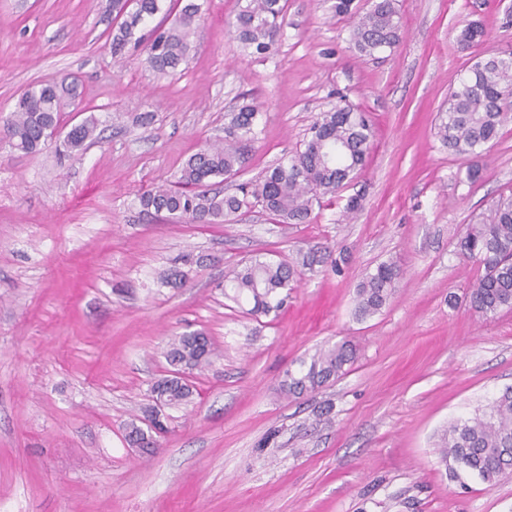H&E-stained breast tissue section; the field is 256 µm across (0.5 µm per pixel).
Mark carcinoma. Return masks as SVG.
Returning <instances> with one entry per match:
<instances>
[{
    "mask_svg": "<svg viewBox=\"0 0 512 512\" xmlns=\"http://www.w3.org/2000/svg\"><path fill=\"white\" fill-rule=\"evenodd\" d=\"M354 0H333L331 10L353 18L350 42L356 53L373 58L401 40V22L396 0H372L370 8L358 14ZM135 10L127 12L129 6ZM160 0H110L108 11L128 19L111 30L114 63L125 57L127 46L144 45L149 66L158 74L174 72L185 62L200 5H184L170 27L156 25L149 34H137L138 27L160 12ZM282 0H245L232 29L243 51L263 55L277 44L283 28ZM77 82L41 83L25 91L7 122V136L16 149L32 154L53 138L60 126L66 101L77 95ZM512 99V50L500 51L474 63L448 95L447 108L439 113L437 137L448 150L478 154L497 142L507 119L505 102ZM258 109L243 105L228 113L224 140L206 145L184 163L174 182L152 187L138 197L142 209L165 220L213 224L257 206L278 221L304 224L313 205L321 198L336 196L364 168L373 128L366 115L348 105L322 112L310 127L304 148L268 170L258 179L239 185L234 193L205 189L213 177L238 174L256 140ZM97 121L84 118L67 132L64 143L80 151L97 139ZM459 255L479 263L484 274L470 294L471 307L485 318L512 310V195L493 202L488 213L467 225L458 242ZM402 268L393 259L383 261L356 288L355 315L363 320L387 305ZM297 269L287 260L255 257L229 269L224 287L233 289L232 298L253 302L252 314L279 311L294 287ZM211 343L199 333L179 337L166 352L173 368L198 370L210 362ZM356 359V348L345 341L313 355L294 374L286 372L280 390L300 396L314 391L346 373ZM151 392L165 405L188 401L193 395L189 380L173 373L155 381ZM441 461L449 477L470 473L493 482L512 472V387L506 388L489 410L448 426L440 440Z\"/></svg>",
    "mask_w": 512,
    "mask_h": 512,
    "instance_id": "1",
    "label": "carcinoma"
}]
</instances>
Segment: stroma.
I'll use <instances>...</instances> for the list:
<instances>
[{"instance_id": "35a3bbf8", "label": "stroma", "mask_w": 512, "mask_h": 512, "mask_svg": "<svg viewBox=\"0 0 512 512\" xmlns=\"http://www.w3.org/2000/svg\"><path fill=\"white\" fill-rule=\"evenodd\" d=\"M106 2L0 0V512H512V475L450 479L438 448L512 387V310L474 312L483 270L457 254L473 215L512 194V118L477 156L434 130L468 68L512 49V0H399L403 38L373 59L351 50L328 0H288L275 50L252 57L230 34L238 0H195L191 49L169 75L133 48L114 68ZM472 24L484 35L462 47ZM65 78L80 109L61 131L89 112L97 141L14 149L3 126L17 98ZM243 104L261 113L258 140L220 190L302 150L339 104L372 120L364 170L304 224L143 212L138 193L223 139ZM310 251L329 260L280 311L253 316L226 295L228 267ZM186 255L199 263L183 286L160 285ZM392 257L403 275L389 303L358 320V283ZM189 332L209 336L210 364L190 374L191 402L163 409L157 447H132L125 426L145 418L170 343ZM344 340L357 347L344 375L281 393L286 371Z\"/></svg>"}]
</instances>
